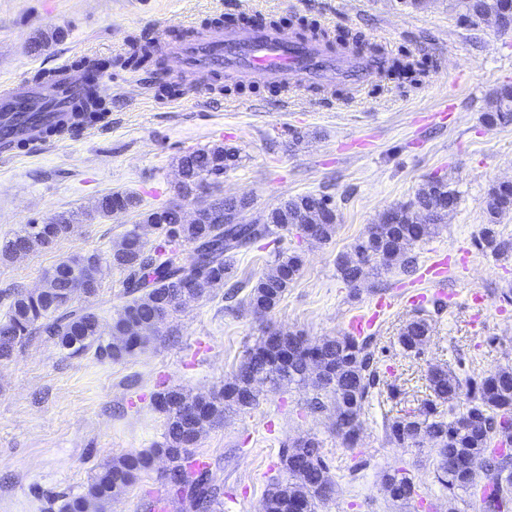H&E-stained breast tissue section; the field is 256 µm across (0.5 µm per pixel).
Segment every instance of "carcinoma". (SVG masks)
<instances>
[{
	"mask_svg": "<svg viewBox=\"0 0 512 512\" xmlns=\"http://www.w3.org/2000/svg\"><path fill=\"white\" fill-rule=\"evenodd\" d=\"M461 18L474 22L491 14L503 31H512V0H458ZM303 35L312 40H334L344 49L365 44L359 33L338 32L336 37L315 26H302ZM157 46L152 41L135 44L131 61L143 64L152 60ZM103 101L98 91L90 89L85 100L75 108L72 127L104 121ZM487 125L512 123V84L501 85L495 92L491 110L485 113ZM239 150L224 143L189 150L180 158L182 180L178 194L197 198L195 190L215 187L224 172L235 168ZM457 198L448 182L433 178L424 183L413 200L385 211L379 222L367 227L353 247V255L337 261L341 278L357 288L365 276L377 274L395 265L402 271L414 270L416 256L412 247L432 234L435 226L448 215L443 202ZM139 207V200L126 192H111L97 199L93 215L110 217L115 211ZM512 212V182L493 184L488 190L486 227L481 246L495 255L512 252V240L501 239L495 231L500 218ZM425 215L426 223L418 222ZM142 223L161 236L148 245L132 230L108 254L99 252L76 255L60 261L52 270L45 288L38 292L13 291L0 317V360L11 358L16 345L34 336H46L71 356L90 350L103 359H120L142 346L157 327V317L177 311L188 281L196 283L198 297L222 288L233 275L231 260L237 252L263 239L271 228L297 230V236L311 243H325L336 234V213L323 196L307 193L291 196L251 224H226L214 220L195 224L181 221L170 207L141 213ZM74 214L62 212L45 224H25L14 239L0 248V259L9 260L18 253L45 248L68 236ZM312 225L307 236L300 228ZM125 274V292L132 296L123 312L113 322L110 339H102L100 323L92 306L77 305L78 296L88 300L100 288L98 274L102 263ZM304 264L303 253H284L275 261L272 272L260 277L247 295L254 315L264 317L282 300ZM430 326L424 318L405 325L398 337L401 347L414 354L422 350ZM269 382L311 386L313 397L308 407L313 412H330L332 430L346 447L359 440L364 406L377 385L371 337L334 336L318 343L309 342L298 333L279 336L263 332L246 351L233 377L224 388L207 395L190 396L170 388L155 395L156 409L164 416L163 441L153 454H126L104 464L85 494L65 498L60 512H107L147 469L152 455L167 459L166 484L180 500L191 499L194 512H224V485L213 476L209 466H191L187 453L189 436L199 437L207 426L243 412L256 402V385ZM429 388L436 402L417 415L389 418L385 421L386 438L391 443L412 448L428 440L434 444L435 478L448 490V512H455L453 501L458 492H466L478 481L494 486L495 496L484 504L483 512H512V367L460 378L454 372L432 368ZM466 394L465 408L459 396ZM317 437L298 439L283 449L280 467L286 482L268 485L264 497L265 512H316L319 502L335 492ZM383 490L392 502L409 503L418 496L408 472L398 469L383 476Z\"/></svg>",
	"mask_w": 512,
	"mask_h": 512,
	"instance_id": "carcinoma-1",
	"label": "carcinoma"
}]
</instances>
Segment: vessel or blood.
<instances>
[{
  "label": "vessel or blood",
  "instance_id": "1",
  "mask_svg": "<svg viewBox=\"0 0 512 512\" xmlns=\"http://www.w3.org/2000/svg\"><path fill=\"white\" fill-rule=\"evenodd\" d=\"M172 53L182 76L194 77L201 83L216 71L228 84L273 81L296 88L311 87L331 74L358 85L372 74L363 66L335 62L325 46L297 42L278 28L256 31L204 27L192 39L174 47ZM83 91L81 78L67 63L56 67L50 83L19 87L10 83L1 88L0 162L7 163L18 156V142H25L32 149L48 146L44 125L64 122ZM391 306V301L381 299L371 314L351 317V335L371 332Z\"/></svg>",
  "mask_w": 512,
  "mask_h": 512
}]
</instances>
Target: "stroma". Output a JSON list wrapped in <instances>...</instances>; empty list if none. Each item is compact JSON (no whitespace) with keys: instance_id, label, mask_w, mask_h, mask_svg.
<instances>
[{"instance_id":"obj_1","label":"stroma","mask_w":512,"mask_h":512,"mask_svg":"<svg viewBox=\"0 0 512 512\" xmlns=\"http://www.w3.org/2000/svg\"><path fill=\"white\" fill-rule=\"evenodd\" d=\"M281 22L305 19L334 30L359 31L394 58L426 59L418 85L375 77L358 88L320 90L263 85L227 87L180 83L165 46L174 29L194 31L206 21L241 17ZM62 36L45 47L43 33ZM149 35L175 93L160 92L149 74L122 67L135 39ZM99 61L106 119L83 134L53 138L45 150L0 166V245L22 225L44 223L66 211L87 210L102 195L135 193L142 210L178 202L179 157L221 142L239 149L241 162L220 185L227 197H248L242 214L253 221L280 200L298 194L331 196L336 234L309 244L276 228L233 258L235 298L216 289L183 303L159 323L148 345L122 360L94 353L68 356L39 336L17 345L0 363V512H58L60 495L86 491L100 467L130 452H147L162 440L164 416L156 392L178 388L195 396L220 389L245 351L270 323L310 342L345 333L348 320L368 313L379 296L394 306L372 332L380 384L361 418L359 447H343L328 412H311L304 386L258 385L256 404L200 435L196 453L207 456L224 483V512H264V493L284 480L279 457L293 441L317 435L335 483L317 512H431L448 493L434 477L430 444L402 448L388 442L383 420L419 413L432 398L429 369L459 376L512 366V256L482 249L489 187L512 181V125L488 127L496 89L512 83V34L478 21L461 23L456 0H429L415 9L404 0H0V85L33 78L64 62ZM441 177L459 203L418 242L413 272L400 268L347 285L336 269L384 211L409 203L428 179ZM138 214L84 219L51 247L0 261V293L41 288L61 260L109 252L132 229L145 240L155 232ZM303 251L305 264L267 322L257 320L246 296L278 254ZM465 257L448 277L452 303L433 300L437 288L421 285L437 255ZM123 273L105 264L92 300L102 328L127 305ZM425 289L430 300L410 304ZM430 325L421 355L398 338L412 319ZM406 469L420 497L387 503L382 475ZM162 458H154L112 512H153L167 490Z\"/></svg>"}]
</instances>
